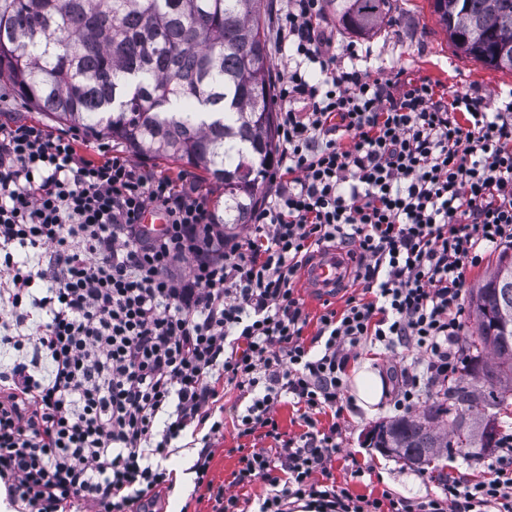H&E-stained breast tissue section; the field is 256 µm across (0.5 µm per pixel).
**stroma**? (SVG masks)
<instances>
[{
	"mask_svg": "<svg viewBox=\"0 0 512 512\" xmlns=\"http://www.w3.org/2000/svg\"><path fill=\"white\" fill-rule=\"evenodd\" d=\"M336 46L357 43L370 52L368 66L385 80L406 81L428 77L437 92L469 93L487 100L512 90V73L494 70L457 52L433 12L431 0H391V8L381 31L373 36H357L335 27ZM249 396L233 387H225L220 399L224 407V436L216 442L211 461L215 483H232L237 468L236 447L271 448L272 439L239 436L236 417L249 404ZM389 400H381L373 415H365L355 403H347L340 417L319 415L318 426H336L339 451L331 472L337 485L352 494L378 497L383 492L406 498H419L435 487L439 474L454 477L481 476V469L468 462L465 452L442 454L438 468H419L402 459L388 456L368 446L366 431L374 424L395 418ZM366 467L363 477L352 474L353 464Z\"/></svg>",
	"mask_w": 512,
	"mask_h": 512,
	"instance_id": "obj_1",
	"label": "stroma"
}]
</instances>
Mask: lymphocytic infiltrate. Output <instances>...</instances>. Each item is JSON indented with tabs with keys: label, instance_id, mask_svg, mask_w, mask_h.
I'll return each mask as SVG.
<instances>
[{
	"label": "lymphocytic infiltrate",
	"instance_id": "lymphocytic-infiltrate-1",
	"mask_svg": "<svg viewBox=\"0 0 512 512\" xmlns=\"http://www.w3.org/2000/svg\"><path fill=\"white\" fill-rule=\"evenodd\" d=\"M276 47L280 150L272 186L231 240L194 186L117 156H82L73 135L0 121V485L23 512H153L174 486L166 462L200 435L195 488L212 512H241L210 478L218 387L252 394L234 482L269 486L257 512H512V435L482 478L423 500L366 498L336 485L335 428L359 347L418 355L393 407L409 413L455 369L467 267L512 242V100L437 94L428 78L392 89L337 49L324 0H288ZM164 213L160 233L146 210ZM356 245L362 295L326 311L304 342L295 283L314 248ZM191 259L187 274L176 265ZM291 396L303 433L282 438Z\"/></svg>",
	"mask_w": 512,
	"mask_h": 512
}]
</instances>
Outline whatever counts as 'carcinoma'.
Instances as JSON below:
<instances>
[{"mask_svg": "<svg viewBox=\"0 0 512 512\" xmlns=\"http://www.w3.org/2000/svg\"><path fill=\"white\" fill-rule=\"evenodd\" d=\"M388 0H326L342 28L377 30ZM457 50L512 72V0H431ZM34 109L110 139L134 157L202 170L224 187L220 224H247L275 149L261 0H0V82ZM477 337L445 399L386 422L376 445L430 465L440 449L487 448L491 416H470L474 383L491 405L512 394V279L475 288Z\"/></svg>", "mask_w": 512, "mask_h": 512, "instance_id": "1", "label": "carcinoma"}]
</instances>
